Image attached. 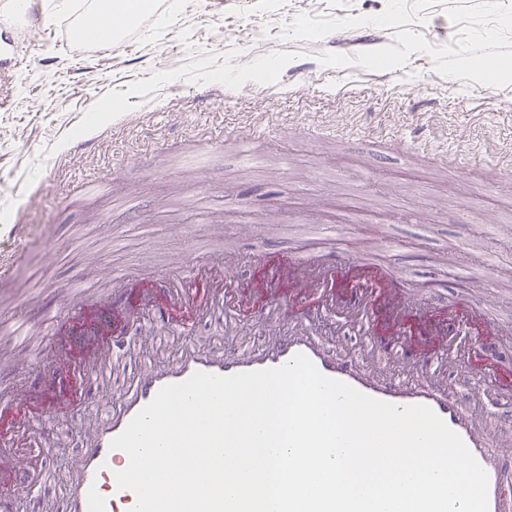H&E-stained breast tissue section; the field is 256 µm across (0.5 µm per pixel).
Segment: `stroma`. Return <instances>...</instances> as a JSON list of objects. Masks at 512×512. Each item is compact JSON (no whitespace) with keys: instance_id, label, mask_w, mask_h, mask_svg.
I'll list each match as a JSON object with an SVG mask.
<instances>
[{"instance_id":"obj_1","label":"stroma","mask_w":512,"mask_h":512,"mask_svg":"<svg viewBox=\"0 0 512 512\" xmlns=\"http://www.w3.org/2000/svg\"><path fill=\"white\" fill-rule=\"evenodd\" d=\"M90 0H27L0 37L22 42L0 67V226L26 224L30 245L0 281V393L74 384L64 323L83 275L104 294L126 269L177 274L187 251L248 284L270 257L357 250L416 284L419 310L481 298L508 353L479 373L482 339L448 349L459 402L500 425L480 391L512 371V0H151L118 42L89 57L71 27ZM505 65L494 82L471 66ZM91 148L59 154L65 141ZM209 150L205 165L185 151ZM97 176L111 191L81 190ZM208 208H200L198 189ZM501 263L478 288L458 265ZM32 323L18 339L14 316ZM57 447L16 449L0 496L18 512L59 498L79 448L77 418ZM55 461L39 492L29 467Z\"/></svg>"}]
</instances>
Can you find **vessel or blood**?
I'll return each mask as SVG.
<instances>
[{"label": "vessel or blood", "instance_id": "1", "mask_svg": "<svg viewBox=\"0 0 512 512\" xmlns=\"http://www.w3.org/2000/svg\"><path fill=\"white\" fill-rule=\"evenodd\" d=\"M115 30L112 13L87 15L76 25L74 37L96 50L108 44ZM189 273L194 278L208 276L216 281V288L200 296L163 284L167 302L152 306L148 334L116 331L98 355L82 366L81 374L87 380L110 375L132 363L139 369L106 407L81 403L87 430L79 454L69 464L61 499L65 507L57 509V502L48 499L42 503V512H132L137 497L132 491L119 489L115 477L127 467L129 457L124 451L111 449L110 443L161 388L182 382L198 371L229 376L277 368L300 353L323 375L366 395L399 406L430 407L461 437L486 471L489 512H512V454L496 453L500 444L496 434L483 428L460 404L446 380L447 358L437 353L426 357L416 382L383 374V362L412 357L415 336L442 337L448 333L447 323L437 320L433 313H413L408 286L402 278L354 255L338 256L335 266L327 268L313 253L287 259L271 277L243 288L234 287L232 276L218 263H190ZM257 296L264 303L254 315L264 325V336L255 349L244 345L230 351L216 345L198 346L185 335L184 321L172 315L176 306L188 305L206 314L230 309ZM290 298L298 301V313L284 326L274 321L273 315ZM330 315L335 316L338 327L362 336L363 356L339 354L336 338L319 332L323 317ZM461 315L462 327L478 326L487 338L495 337L498 324L486 307L466 303ZM159 329L181 338L174 357L164 362L154 359L160 347L155 335ZM58 407V402L51 399L25 406L10 400L0 402V417L10 416L31 425Z\"/></svg>", "mask_w": 512, "mask_h": 512}]
</instances>
